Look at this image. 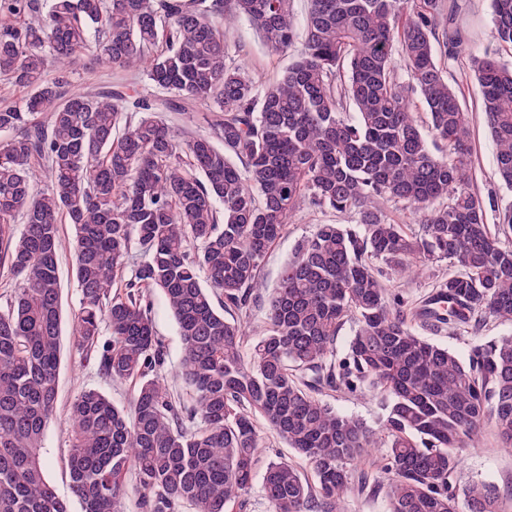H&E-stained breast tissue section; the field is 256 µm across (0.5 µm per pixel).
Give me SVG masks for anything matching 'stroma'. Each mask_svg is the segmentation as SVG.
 I'll use <instances>...</instances> for the list:
<instances>
[{"mask_svg": "<svg viewBox=\"0 0 512 512\" xmlns=\"http://www.w3.org/2000/svg\"><path fill=\"white\" fill-rule=\"evenodd\" d=\"M459 23L465 30L473 53L495 50L491 37L490 0H462ZM228 41L232 48L239 50V59L251 70L256 80L264 81L281 72L289 63L288 56H276L267 50L259 35L247 21H239L229 31ZM497 50V49H496ZM72 83L75 89L91 91L99 86L124 82L135 86L141 94L154 99L159 90L152 87L140 70H121L95 63L90 55H83L72 70ZM464 103L474 115L473 128V167L475 186L485 197H493L496 204L512 200V190L499 185L495 176V145L484 125L480 112L479 97L471 90L464 89ZM351 216L331 210H320L310 206L301 207L283 235L269 250L261 271V279L266 290L278 285L280 272L290 260L299 241L308 236L318 224H347ZM74 228L70 224L60 227L58 274L61 284L63 317H70L77 308L79 293L74 277L72 239ZM452 268L441 261L429 266L419 277L401 274L393 269H384L382 281L391 291L402 295L408 302L416 303L430 293L437 280L447 277ZM151 317L159 340L166 354L164 372L171 376L173 392H181L182 385L173 375L183 357V345L178 334L175 319L168 302L161 291H152ZM512 333V326L494 319H486L479 331H463L454 335L445 333L430 335V342L448 348L460 359H467L474 344L483 343ZM95 387L104 391L118 407L130 409L133 397L131 384H115L97 372L92 360L83 358L75 351L70 334L61 338V356L58 373V395L56 412L47 424L43 438V454L47 460L46 479L63 499L68 500L70 512H80L77 501L72 500L69 489L67 467V440L69 435V407L73 399L84 389ZM329 403L337 412L361 419L369 425H378L385 410L379 395L338 393L330 397ZM463 462L458 471L456 488L464 490L473 483H490L504 493V512H512V451L502 448L491 426H484L477 438V445L463 449Z\"/></svg>", "mask_w": 512, "mask_h": 512, "instance_id": "35a3bbf8", "label": "stroma"}]
</instances>
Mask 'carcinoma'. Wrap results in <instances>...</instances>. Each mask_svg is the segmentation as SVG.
Wrapping results in <instances>:
<instances>
[{"instance_id":"obj_1","label":"carcinoma","mask_w":512,"mask_h":512,"mask_svg":"<svg viewBox=\"0 0 512 512\" xmlns=\"http://www.w3.org/2000/svg\"><path fill=\"white\" fill-rule=\"evenodd\" d=\"M290 3L46 0L44 11L41 0H0V81L28 89L0 105V262L17 278L0 307V512H69L41 454L60 365L63 223L75 231L73 345L103 377L136 384L130 416L97 389L71 405L70 492L81 512H125L131 490L143 512H245L258 478L268 512H348L354 481L388 512H501L496 486L460 496L455 477L460 449L486 424L512 450V336L462 361L415 324H512V204L488 224L472 118L447 77L467 60L497 179L512 188V65L466 52L459 0H309L301 27ZM491 5L495 40L512 46V0ZM242 19L291 56L260 84L224 35ZM90 48L98 64L146 67L170 96L70 90ZM198 106L211 135L179 140L159 117ZM42 162L48 184L37 191ZM306 202L353 223L318 224L298 244L255 339L241 317L265 256ZM386 202L408 209L418 232L393 222ZM135 245L145 260L131 265ZM375 260L415 275L447 260L456 271L413 306L385 287ZM126 271V288H114ZM152 288L178 325L187 402L172 399L162 374ZM349 320L357 330L339 357ZM366 388L384 401L377 430L324 401ZM262 423L311 474L264 457Z\"/></svg>"}]
</instances>
